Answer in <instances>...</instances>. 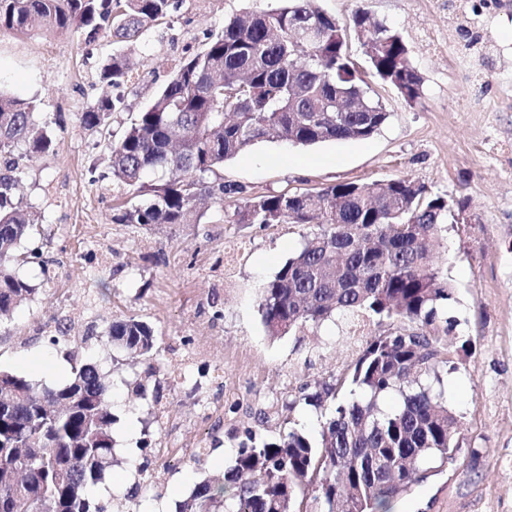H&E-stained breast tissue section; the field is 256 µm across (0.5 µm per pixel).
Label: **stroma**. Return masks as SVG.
<instances>
[{
    "label": "stroma",
    "instance_id": "1",
    "mask_svg": "<svg viewBox=\"0 0 512 512\" xmlns=\"http://www.w3.org/2000/svg\"><path fill=\"white\" fill-rule=\"evenodd\" d=\"M348 26L356 8L402 35L422 78L408 103L375 77L357 41L350 51L388 118L368 139L297 146L263 140L224 164L225 181L256 193L369 184L408 177L451 201H464L439 252L455 285L449 340L460 353L445 374L448 406L462 447L454 462L399 496L393 512H512V0H320ZM275 0H180L133 47L136 65L121 92L127 111L113 114L121 134L170 78L180 57L200 50L225 20L274 8ZM118 49L111 37L79 34L32 38L0 33V88L36 99V118L56 145L21 160L25 204L43 231L24 242L33 258L20 273L38 291L0 327V370L25 372L49 386L70 373L66 354L96 359L112 385L116 464L97 497L132 512H179L197 482L232 465L245 428L257 440L286 431L264 419L293 402L300 387L344 375L368 339L396 322L365 320L361 333L333 319L299 335L267 336L257 292L301 245L300 224H228L224 207L206 204L198 224H116L121 188L107 150L81 115L105 92L102 61ZM135 317L158 335L160 404L136 400L141 364L113 350L112 321ZM71 323V344L45 337ZM173 449L158 467L160 448ZM208 449L203 466L190 457ZM149 460L162 493L138 492Z\"/></svg>",
    "mask_w": 512,
    "mask_h": 512
}]
</instances>
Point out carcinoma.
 <instances>
[{
  "instance_id": "obj_1",
  "label": "carcinoma",
  "mask_w": 512,
  "mask_h": 512,
  "mask_svg": "<svg viewBox=\"0 0 512 512\" xmlns=\"http://www.w3.org/2000/svg\"><path fill=\"white\" fill-rule=\"evenodd\" d=\"M172 0H0V32L34 36L103 34L135 43L165 18ZM373 74L408 102L421 96L401 34L358 8ZM132 73L130 55L112 54L100 83L119 88ZM125 108L105 95L82 113L85 128L106 131ZM33 100L0 89V324L37 291L16 267L29 256L22 241L39 233L40 216L17 197L20 171L13 152L29 159L48 153L52 134L35 119ZM387 119L368 94L348 51V33L318 0L282 5L224 23L205 46L183 59L153 101L107 140L117 224H198L204 198L234 202V224H315L300 249L258 289L268 336L278 338L335 315L396 320L394 333L372 337L342 378L288 404L330 412L312 439L291 428L258 443L252 430L219 485L200 481L181 512H389L394 498L455 460L461 446L457 417L448 409L442 373L456 369L448 345L454 321L448 303L455 286L436 261L448 230V200L410 179L369 185L340 183L301 192L253 194L226 182L224 162L262 139L310 146L371 137ZM152 173L155 182L144 177ZM109 342L147 364L157 336L146 322H112ZM396 399L384 406L386 397ZM112 394L92 361L71 356L69 379L48 387L0 371V512H111L93 490L112 469ZM23 459L34 467L20 474Z\"/></svg>"
}]
</instances>
